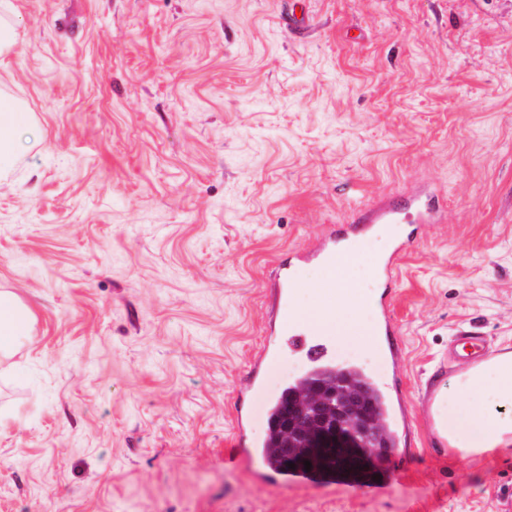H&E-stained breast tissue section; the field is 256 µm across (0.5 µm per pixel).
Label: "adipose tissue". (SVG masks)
<instances>
[{
	"instance_id": "adipose-tissue-1",
	"label": "adipose tissue",
	"mask_w": 512,
	"mask_h": 512,
	"mask_svg": "<svg viewBox=\"0 0 512 512\" xmlns=\"http://www.w3.org/2000/svg\"><path fill=\"white\" fill-rule=\"evenodd\" d=\"M371 264L365 248L359 246L337 254L329 271L336 288L335 311L316 302L301 314L307 321L335 322L337 338L368 354L374 353L375 342L361 288ZM32 320L26 305L0 290V360L13 355L18 337L27 333ZM435 411L455 452L481 456L512 451V353L493 355L459 372L438 392Z\"/></svg>"
}]
</instances>
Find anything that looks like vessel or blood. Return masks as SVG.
Masks as SVG:
<instances>
[{
  "label": "vessel or blood",
  "instance_id": "vessel-or-blood-1",
  "mask_svg": "<svg viewBox=\"0 0 512 512\" xmlns=\"http://www.w3.org/2000/svg\"><path fill=\"white\" fill-rule=\"evenodd\" d=\"M311 0H290L280 21L289 37L300 39L312 32L309 5ZM448 221V207L440 191L433 185L414 183L397 191L375 198L366 208L355 211L347 228L329 227L294 250L288 258L277 263L269 277L267 343L255 353L244 388L245 394L262 389L264 375L280 355L295 354L302 358L308 370L323 371L335 365L330 338L335 326L323 327L304 323L290 315L289 306L296 288L306 285L304 272L309 267L327 268L336 260L340 250L354 240L381 232H389L385 252L375 263L368 304L374 316V334L383 347L392 374H400L402 352L398 327L392 319L391 307L396 295V282L401 259L414 239V231L422 224H444ZM390 394L382 407L383 415L395 425H407L405 401L397 385H390ZM252 410L240 405L234 415V431L243 442L248 455L262 459L252 478L258 485L270 488L293 487L310 489L334 482L333 470L316 472H285L267 460V439L249 440Z\"/></svg>",
  "mask_w": 512,
  "mask_h": 512
}]
</instances>
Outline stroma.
Instances as JSON below:
<instances>
[{"instance_id": "1", "label": "stroma", "mask_w": 512, "mask_h": 512, "mask_svg": "<svg viewBox=\"0 0 512 512\" xmlns=\"http://www.w3.org/2000/svg\"><path fill=\"white\" fill-rule=\"evenodd\" d=\"M0 289L33 312L0 368V512H503L512 453L460 458L422 410L512 352V0H11ZM447 196L402 261L409 432L378 497L263 488L231 416L272 265L410 182ZM311 0H292L288 3L285 12L281 15L282 26L288 31L290 38L301 39L312 34L309 5ZM296 8L301 11L300 17L296 15ZM16 107L15 103L0 98V174L13 166L21 146L17 135L19 114L11 112Z\"/></svg>"}]
</instances>
